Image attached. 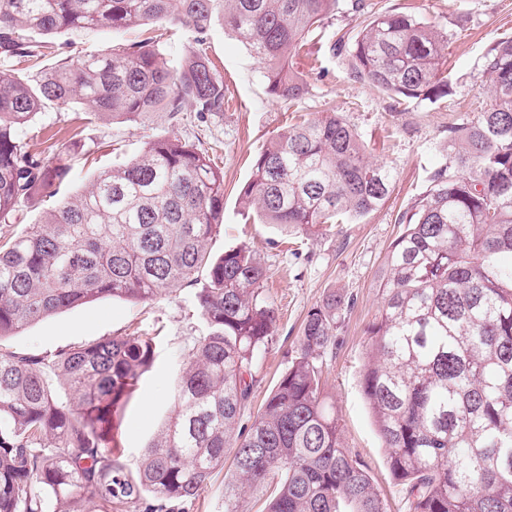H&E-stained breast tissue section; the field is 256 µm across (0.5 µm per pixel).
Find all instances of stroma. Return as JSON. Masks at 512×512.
Wrapping results in <instances>:
<instances>
[{
  "mask_svg": "<svg viewBox=\"0 0 512 512\" xmlns=\"http://www.w3.org/2000/svg\"><path fill=\"white\" fill-rule=\"evenodd\" d=\"M392 10L415 15L446 35L448 97L401 100L355 77L347 53H332V41L353 44L374 16ZM148 37L167 56L182 52L194 39L191 32L159 23L120 31L62 32L51 40L63 54L77 56ZM504 37H512V0H336L322 28L292 59L294 71L308 82V92L288 103L269 94L267 62L250 53L217 19L207 32L206 47L224 83L223 112L202 116L189 110L174 122L155 112L135 124L109 117L89 120L83 112L49 103L27 127L26 141L36 154L52 143L67 150L71 172L60 190L64 196L80 190L100 170L130 161L147 141L160 137L178 136L213 155L224 169V218L211 242L212 252L246 246L267 271L262 291L278 312L277 340L258 361L242 426L251 425L287 368L308 311L330 292L347 295L352 306L340 321L335 348L324 359L323 394L341 418L345 447L364 463L389 512H405L404 494L390 472L361 389L367 329L381 305L375 277L404 229L401 215L425 193L429 172L451 158L449 125L472 120L489 103L485 56ZM329 112L360 133L369 161L390 168L393 186L385 202L358 223L315 235L246 215L238 195L250 177L254 156L298 118L315 120ZM74 136L82 142L75 151L69 148ZM195 293L190 286L176 297L144 303L99 299L1 338L0 346L47 355L133 332L156 337L154 362L116 417L118 441L133 466L175 414L174 394L189 346L205 329L193 302Z\"/></svg>",
  "mask_w": 512,
  "mask_h": 512,
  "instance_id": "obj_1",
  "label": "stroma"
}]
</instances>
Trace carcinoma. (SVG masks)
Returning a JSON list of instances; mask_svg holds the SVG:
<instances>
[{"mask_svg":"<svg viewBox=\"0 0 512 512\" xmlns=\"http://www.w3.org/2000/svg\"><path fill=\"white\" fill-rule=\"evenodd\" d=\"M336 0H0V59L27 64L0 76V223L23 204L56 197L71 167L29 151L24 130L47 102L90 117L178 120L224 111V83L201 45L216 18L270 62L269 93L297 101L307 83L288 58ZM162 22L196 34L174 65L150 45L63 56L50 64L31 34L119 30ZM447 39L402 12L374 17L349 52L356 77L404 100L442 97ZM488 107L448 126L452 164L404 213L378 277L361 386L406 512H512V38L488 51ZM392 172L369 162L360 134L334 112L288 126L254 157L240 190L264 224L319 232L353 222L389 195ZM224 215V170L195 144L151 140L0 241V338L112 296L147 301L206 281L177 386L178 409L131 468L114 437L118 407L152 363L155 338L114 336L50 357L0 347V512H175L198 497L224 449V512H246L245 488L264 512H387L364 464L345 448L321 390L334 345L331 292L301 336L249 428L255 365L275 339L263 296L266 270L244 246L211 254Z\"/></svg>","mask_w":512,"mask_h":512,"instance_id":"cac0c4a2","label":"carcinoma"}]
</instances>
